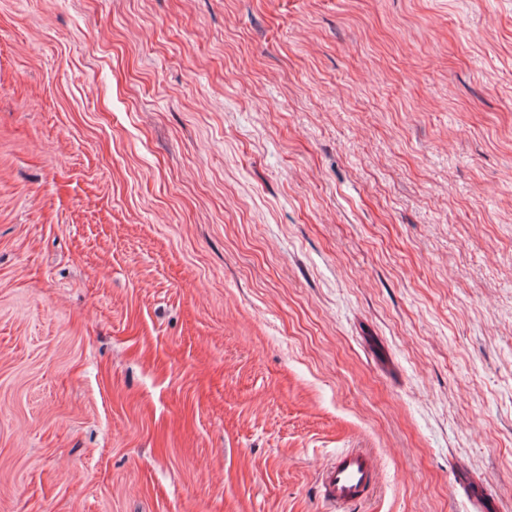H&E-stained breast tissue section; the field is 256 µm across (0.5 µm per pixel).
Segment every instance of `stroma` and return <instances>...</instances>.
<instances>
[{
    "label": "stroma",
    "mask_w": 512,
    "mask_h": 512,
    "mask_svg": "<svg viewBox=\"0 0 512 512\" xmlns=\"http://www.w3.org/2000/svg\"><path fill=\"white\" fill-rule=\"evenodd\" d=\"M512 512V0H0V512ZM378 484V466L372 452L352 448L337 452L322 473V501L333 510L361 505Z\"/></svg>",
    "instance_id": "1"
}]
</instances>
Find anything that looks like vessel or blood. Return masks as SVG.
<instances>
[{
    "label": "vessel or blood",
    "mask_w": 512,
    "mask_h": 512,
    "mask_svg": "<svg viewBox=\"0 0 512 512\" xmlns=\"http://www.w3.org/2000/svg\"><path fill=\"white\" fill-rule=\"evenodd\" d=\"M378 484V466L372 452L352 448L337 452L322 473V501L335 512L361 505Z\"/></svg>",
    "instance_id": "obj_1"
}]
</instances>
